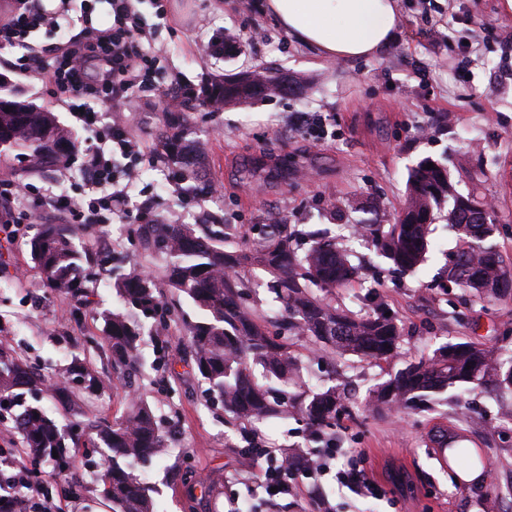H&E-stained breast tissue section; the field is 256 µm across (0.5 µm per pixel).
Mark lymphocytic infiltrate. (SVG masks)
Returning <instances> with one entry per match:
<instances>
[{
    "instance_id": "f902f5d3",
    "label": "lymphocytic infiltrate",
    "mask_w": 512,
    "mask_h": 512,
    "mask_svg": "<svg viewBox=\"0 0 512 512\" xmlns=\"http://www.w3.org/2000/svg\"><path fill=\"white\" fill-rule=\"evenodd\" d=\"M113 23L103 30H86L83 37L68 39L60 52L38 56L23 73L50 88L58 98L84 102L77 119L92 135L95 147L82 151V170L91 199L62 197L58 211L79 224H136L141 214L129 206V189L136 181L137 166L144 156L138 139L130 132L123 112L129 111L133 94L146 85L161 56L160 48L144 46V33L129 0H111ZM46 27L65 32L60 14L10 11L0 22L1 45H24L35 29ZM96 107H88V100ZM113 114L102 122L101 111Z\"/></svg>"
}]
</instances>
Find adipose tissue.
<instances>
[{"mask_svg": "<svg viewBox=\"0 0 512 512\" xmlns=\"http://www.w3.org/2000/svg\"><path fill=\"white\" fill-rule=\"evenodd\" d=\"M263 9L289 36L339 61L381 54L400 23L398 0H265Z\"/></svg>", "mask_w": 512, "mask_h": 512, "instance_id": "obj_1", "label": "adipose tissue"}]
</instances>
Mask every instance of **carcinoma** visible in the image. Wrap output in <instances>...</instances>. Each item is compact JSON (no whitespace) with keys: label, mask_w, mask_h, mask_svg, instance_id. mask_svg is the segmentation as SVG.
Listing matches in <instances>:
<instances>
[{"label":"carcinoma","mask_w":512,"mask_h":512,"mask_svg":"<svg viewBox=\"0 0 512 512\" xmlns=\"http://www.w3.org/2000/svg\"><path fill=\"white\" fill-rule=\"evenodd\" d=\"M243 88L224 85V76L211 77L199 93L175 88L184 107L200 100L221 111L224 105L242 106L288 94H301L305 83L270 74L265 68L250 72ZM189 115L169 112L161 146L170 175L194 178L196 188L209 192L204 144L187 138ZM0 143L28 149L49 163L65 156L71 139L52 112L23 99L7 84H0ZM434 168L427 169V164ZM452 199L448 224L459 247L448 253L445 283L475 298H489L487 285L512 278L496 245V215L481 224L468 219L461 207L463 194L455 191L444 165L427 157L412 167L403 208L393 223H385L379 204L369 206L371 218L358 224L393 268L414 271L429 251V227L442 199ZM83 225L43 224L27 241L30 259L48 287L83 305L89 304L87 282L98 264L92 247H77L76 232ZM148 241L167 258L166 286L190 299L201 311L194 322L178 323L177 315L163 301L161 287L149 275L130 267L112 281L119 306L103 315L101 336L88 344L103 353L112 371L132 379L138 371L139 347L146 322L157 335L179 327L176 349L191 365L193 375L207 384L208 407L219 406L243 430L270 418L298 414L305 421L311 441L325 448L336 446V417L347 411L343 390L312 386L301 373V360L290 350L293 340L306 338L310 348L336 363V358L355 355L369 361H388L398 355L403 328L386 315L375 293L366 297L365 308L353 312L336 303V290L363 280L361 266L351 261L345 244L319 229L299 230L290 224H250L240 235L229 234V225H150ZM263 286L274 294L278 316L269 321L251 302L253 289ZM261 366L260 375L254 367ZM512 356L503 358L480 343L448 342L432 356L410 362L385 383L372 390L374 408L399 402L412 408L419 401L465 385L473 389L489 384L509 388ZM40 382L27 360L0 347V424L17 438L20 455L29 464L46 466L65 476L75 464L69 448L91 445L105 448V462L98 472L103 495L112 512H156L150 489L133 474L135 465L163 454L167 432L150 405L141 398L130 400L126 412L114 423L92 419L81 404L80 393H105L110 382L88 366L79 355L72 358L56 380L53 396L63 408L65 423L39 406L23 401L25 392ZM437 447L473 468L483 458L472 448L448 441L443 431L435 435ZM58 457H53V453ZM187 512H196V493H206L191 470L178 473ZM36 487L16 486L14 507L22 512Z\"/></svg>","instance_id":"1"}]
</instances>
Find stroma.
<instances>
[{"label": "stroma", "mask_w": 512, "mask_h": 512, "mask_svg": "<svg viewBox=\"0 0 512 512\" xmlns=\"http://www.w3.org/2000/svg\"><path fill=\"white\" fill-rule=\"evenodd\" d=\"M262 2L170 0L163 19L153 0H133L141 28L166 54L150 84L138 91L136 111L127 115L146 145L130 205L159 218L177 216L182 224L214 217L238 225L284 219L351 238L354 260L366 267V286H374L386 310L405 324L392 361L350 356L331 369L320 356L306 357L311 385L332 370L347 378L352 413L336 429L339 454L329 462L330 474L315 483L296 478L292 493L280 500V512H318L321 500L329 512H512V389L424 401L405 412L364 407L369 388L446 342L474 341L512 354V298L472 302L461 289H438L446 256L457 246L446 212L438 213L434 249L415 273L391 272L387 260L351 237L368 202L379 201L390 216L400 210L409 168L430 157L444 164L458 192L494 202L500 219L494 242L512 267V10L503 0H400L399 34L385 52L336 61L288 37L263 13ZM227 31L244 37L258 32L262 42L240 54L215 56L211 43ZM29 42L26 48H0V74L26 99L54 112L79 149L89 148L65 103L19 73L29 50L58 47L56 35L43 28ZM257 65L303 76L309 89L219 112L198 106L191 114V136L207 148V174L218 191L176 197L158 150L166 92L197 89L215 73ZM0 179L74 198L86 192L79 171L64 175L52 165L36 170L28 152L6 147H0ZM37 230L24 224L13 239L0 242V343L49 381L75 354V341L99 335L102 313L115 305V274L134 263L161 282L167 259L131 225H106L108 243L99 246L100 264L88 283L93 305L76 321L68 299L46 287L30 259L26 241ZM366 286L346 288L339 298L359 310ZM141 352L138 390L159 420L172 422L167 455L135 471L152 489L160 512L183 510L174 476L178 465L213 488L197 512H228L233 499L259 503L258 479L244 482L237 476L239 459L231 444L239 435L223 410L205 407L204 383L184 375L175 349L161 350L155 337L144 336ZM439 427L465 438L468 446H483L488 464L478 482L458 481L444 463L431 441ZM351 456L381 487L380 498L339 488L334 471ZM99 459L98 449H79L75 481L50 486L60 512H110L91 469Z\"/></svg>", "instance_id": "35a3bbf8"}]
</instances>
